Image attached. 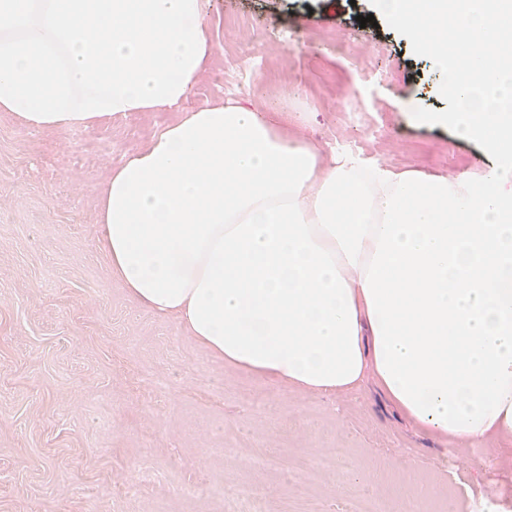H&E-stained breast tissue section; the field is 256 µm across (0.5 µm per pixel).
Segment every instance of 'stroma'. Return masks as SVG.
Instances as JSON below:
<instances>
[{
    "label": "stroma",
    "instance_id": "obj_1",
    "mask_svg": "<svg viewBox=\"0 0 512 512\" xmlns=\"http://www.w3.org/2000/svg\"><path fill=\"white\" fill-rule=\"evenodd\" d=\"M205 9L218 49L187 108L301 112L298 133L325 152L394 169L495 165L434 120L449 109L434 59L387 20L360 26L373 0ZM176 117L131 112L59 134L0 112V512H395L406 491L419 512H512V454L494 443L419 437L370 383L325 398L259 382L112 278L96 247L99 190ZM242 453L278 464L244 468ZM352 462L378 481L343 492ZM184 482L196 497H181Z\"/></svg>",
    "mask_w": 512,
    "mask_h": 512
}]
</instances>
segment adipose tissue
I'll return each instance as SVG.
<instances>
[{
	"instance_id": "1",
	"label": "adipose tissue",
	"mask_w": 512,
	"mask_h": 512,
	"mask_svg": "<svg viewBox=\"0 0 512 512\" xmlns=\"http://www.w3.org/2000/svg\"><path fill=\"white\" fill-rule=\"evenodd\" d=\"M375 2L438 55L488 177L328 157L231 100L184 110L216 51L203 0H0V112L37 132L179 112L100 190L113 279L267 384L371 382L442 444L512 446V0Z\"/></svg>"
}]
</instances>
